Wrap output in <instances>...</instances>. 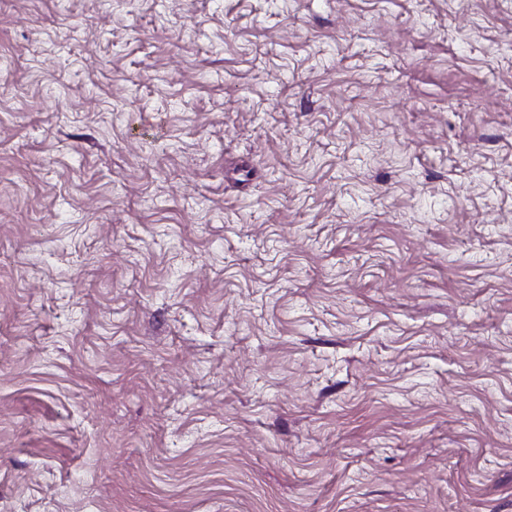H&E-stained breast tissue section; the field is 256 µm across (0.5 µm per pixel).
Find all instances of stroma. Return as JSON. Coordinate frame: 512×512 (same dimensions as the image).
Masks as SVG:
<instances>
[{
    "mask_svg": "<svg viewBox=\"0 0 512 512\" xmlns=\"http://www.w3.org/2000/svg\"><path fill=\"white\" fill-rule=\"evenodd\" d=\"M0 512H512V0H0Z\"/></svg>",
    "mask_w": 512,
    "mask_h": 512,
    "instance_id": "obj_1",
    "label": "stroma"
}]
</instances>
